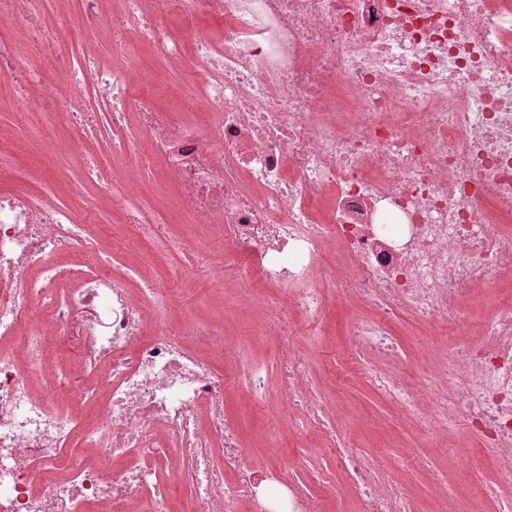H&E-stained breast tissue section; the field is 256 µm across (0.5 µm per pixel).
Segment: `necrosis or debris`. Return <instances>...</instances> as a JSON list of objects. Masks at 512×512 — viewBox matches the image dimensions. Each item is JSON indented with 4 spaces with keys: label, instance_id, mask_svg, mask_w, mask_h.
I'll use <instances>...</instances> for the list:
<instances>
[{
    "label": "necrosis or debris",
    "instance_id": "necrosis-or-debris-1",
    "mask_svg": "<svg viewBox=\"0 0 512 512\" xmlns=\"http://www.w3.org/2000/svg\"><path fill=\"white\" fill-rule=\"evenodd\" d=\"M73 0L45 23L37 0H0L9 28L37 58L20 62L0 42V76L15 88L0 111L34 98L39 111L73 119L78 151L109 125L112 147L135 167H160L179 187L192 223L219 224L242 278V301L267 288L283 305L262 326L277 350L289 413L323 427L327 403L309 361L287 340L320 328L330 302L355 295L363 311L350 345L361 377L406 425H431L442 447L465 415L512 483V292L468 340L464 302L512 277V0ZM183 26L168 27V15ZM218 33L200 31V20ZM180 62L205 103L185 122L148 92V73L122 47L101 58L98 30ZM137 116L129 126L128 113ZM91 175L140 236L167 245L162 205L130 210L129 185L93 162ZM102 261L66 206L40 208L0 191V512H168L166 464L195 512H240L260 492L285 488L258 512H322L325 486L289 487L276 468L244 467L228 386L262 403L267 370L227 355L228 338L171 324L152 282L138 290ZM47 318L31 319L33 305ZM102 311L83 333L80 376L112 371L97 424L52 405L64 379L36 393L43 340L66 334L74 310ZM457 335L451 357L408 384L390 364L407 354L398 316ZM208 336L223 367L189 336ZM224 462L216 464L213 445ZM365 494L363 512H411L354 447L339 449Z\"/></svg>",
    "mask_w": 512,
    "mask_h": 512
}]
</instances>
